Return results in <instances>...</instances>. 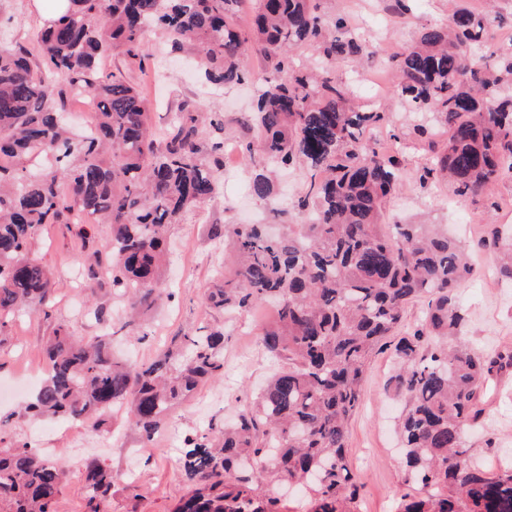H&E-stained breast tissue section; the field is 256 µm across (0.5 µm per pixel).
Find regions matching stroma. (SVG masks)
I'll return each mask as SVG.
<instances>
[{
	"mask_svg": "<svg viewBox=\"0 0 512 512\" xmlns=\"http://www.w3.org/2000/svg\"><path fill=\"white\" fill-rule=\"evenodd\" d=\"M482 8V0H408L410 10L392 17L383 0H318L326 19L348 15L367 37L386 40L385 50L357 61L340 60L337 82L355 84L358 74L367 75L374 86H386L388 56L414 40L419 31L447 18L459 4ZM50 0H0V47L17 43L33 45ZM166 39L157 30L147 32L138 58L107 56L106 71H122L143 90L154 130L166 126L180 103L188 102L224 113V142L235 145L247 133L239 126L240 113L250 111L254 90L245 86L210 88L201 84L194 63L177 54H164ZM423 151L403 156V186L388 205L392 224H446L468 247L477 269L475 277L457 292L466 320L458 338L484 350L512 349V281L502 279L485 247L491 226L512 228V181L495 183L484 193L456 199L447 184L421 187L418 181ZM241 173L220 172L219 195L201 207L186 211L169 229V252L165 271L168 299L145 319L148 336L138 340L118 333L112 345L117 356L136 361L155 358L171 336L193 326L224 327V376L201 384L193 396L176 408L165 430L150 450H143L125 413L96 428L85 422L53 418L33 419L24 412L30 390H20L0 401V444L27 443L36 450L62 449L68 467L67 483L57 505L58 512H83L84 484L81 472L88 458L82 444L99 447L98 457L112 470L115 491L106 512H172L185 487L179 458L184 437L208 432L210 424L232 421L255 397L274 373L277 363L260 344V334L272 322L276 310L262 304L247 311L218 313L205 304L209 288L224 273V249L208 235L213 224H272L276 212L289 210L285 190L289 184L303 186L301 170L280 172L269 199L252 196L245 161ZM91 237L90 249H82V237ZM111 236L109 225L82 229L78 224H46L37 232L32 249L53 272L54 293L49 308L34 307L20 313L9 327L10 339L0 347V383L31 373H46L41 349L44 336L54 327L72 335H97L100 327L94 305L87 302L84 274L93 263V250ZM398 358L394 344H387L372 360L363 386V399L349 424L347 456L360 489V512H395L406 492V472L394 422L404 401L394 394L390 382ZM483 417L466 432L464 442L471 461L491 474L512 465V371L501 375L484 394Z\"/></svg>",
	"mask_w": 512,
	"mask_h": 512,
	"instance_id": "35a3bbf8",
	"label": "stroma"
}]
</instances>
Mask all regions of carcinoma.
I'll return each mask as SVG.
<instances>
[{
	"label": "carcinoma",
	"mask_w": 512,
	"mask_h": 512,
	"mask_svg": "<svg viewBox=\"0 0 512 512\" xmlns=\"http://www.w3.org/2000/svg\"><path fill=\"white\" fill-rule=\"evenodd\" d=\"M241 0H68L38 34L40 53L0 49V346L17 311L45 305L53 274L31 252L43 224L85 215L112 226L94 251L86 292L112 289L126 299L124 327L138 333L161 299L164 235L186 209L219 192L224 116L185 102L160 133L147 125V101L122 74L104 73L109 55L139 56L144 33L160 29L170 51L205 63L213 85L251 81L244 58L260 56L267 77L255 111L241 116L251 137L243 149L259 169L252 195L267 199V175L298 164L306 187L296 218L274 236L262 224H213L210 237L230 246L231 275L206 297L210 309L249 310L273 303L277 318L262 344L277 369L255 402L209 436L184 439L187 493L172 512H288L277 488L299 484L308 512H357L359 486L346 460L347 427L383 340L424 297L420 320L396 344L391 377L407 399L399 419L408 481L397 512H512V468L490 475L468 457L463 432L478 423L480 392L512 368V350L479 351L451 343L464 321L456 293L475 275L466 248L439 224H389L386 205L402 183V162L379 154L365 137L388 127L385 107L356 103L336 82V60L367 45L342 16L329 26L315 0H258L251 29L236 24ZM462 6L423 28L391 57L393 91L426 120L411 135H444L420 168L431 187L442 179L467 198L512 177V51L485 49L498 18ZM307 47L317 60L296 66ZM75 95L93 98V129L72 135L64 119ZM500 274L512 279V236L493 227ZM224 329L199 326L171 340L151 362L112 357V336L76 339L62 326L46 338L48 375L26 406L51 415L107 424L120 407L148 448L171 410L204 381L224 374ZM67 468L27 445L0 448V512H57ZM112 470L98 458L85 468V512H104Z\"/></svg>",
	"instance_id": "1"
}]
</instances>
